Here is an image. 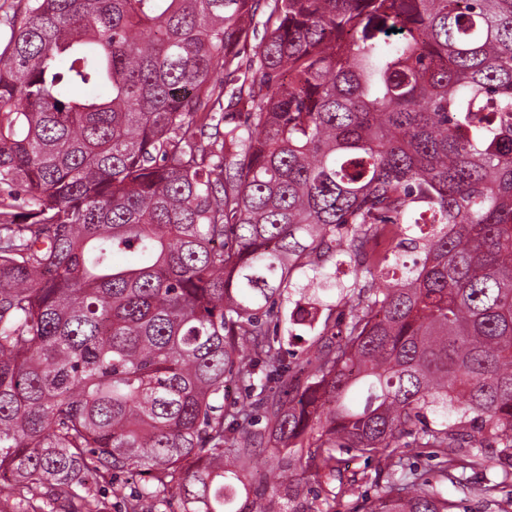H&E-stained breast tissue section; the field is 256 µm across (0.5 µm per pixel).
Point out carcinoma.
I'll return each instance as SVG.
<instances>
[{"label": "carcinoma", "instance_id": "1", "mask_svg": "<svg viewBox=\"0 0 512 512\" xmlns=\"http://www.w3.org/2000/svg\"><path fill=\"white\" fill-rule=\"evenodd\" d=\"M1 24L0 501L335 512L345 450L377 461L363 512H456L443 484L512 449V0H25ZM342 255L348 285L295 278ZM335 287L291 366L279 303ZM403 448L473 452L430 477Z\"/></svg>", "mask_w": 512, "mask_h": 512}]
</instances>
